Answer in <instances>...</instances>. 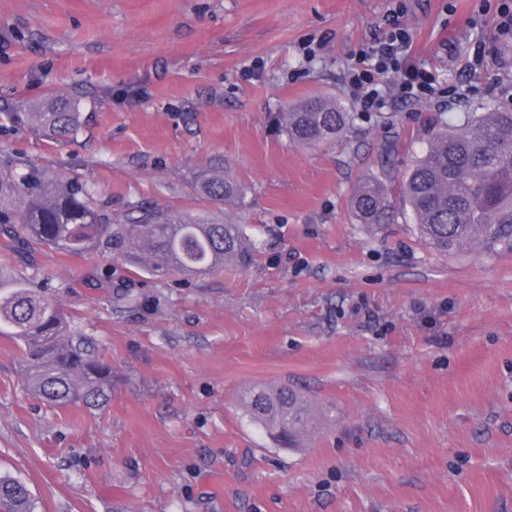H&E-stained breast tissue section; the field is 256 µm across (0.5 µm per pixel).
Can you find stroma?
<instances>
[{"label": "stroma", "instance_id": "stroma-1", "mask_svg": "<svg viewBox=\"0 0 512 512\" xmlns=\"http://www.w3.org/2000/svg\"><path fill=\"white\" fill-rule=\"evenodd\" d=\"M404 2L408 61L442 102L394 98L334 144L289 142L288 103L330 96ZM481 0H0V168L92 184L112 219L142 209L242 225L248 267L155 271L123 252L21 246L0 262L47 285L112 364L101 410L30 396L0 336V476L36 512H512V253L439 254L411 212L376 229L349 206L425 151L422 119L512 107V41ZM321 51L305 63L303 49ZM62 101L75 140L12 112ZM232 178L216 202L205 177ZM285 384L327 418L298 449L243 398Z\"/></svg>", "mask_w": 512, "mask_h": 512}]
</instances>
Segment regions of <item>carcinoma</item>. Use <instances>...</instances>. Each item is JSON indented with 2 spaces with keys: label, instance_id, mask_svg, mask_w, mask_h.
<instances>
[{
  "label": "carcinoma",
  "instance_id": "carcinoma-1",
  "mask_svg": "<svg viewBox=\"0 0 512 512\" xmlns=\"http://www.w3.org/2000/svg\"><path fill=\"white\" fill-rule=\"evenodd\" d=\"M43 135L56 140L78 134L80 113L51 107L17 112ZM345 106L322 97L294 103L278 116L288 139L320 146L341 138L355 121ZM427 148L402 180L421 240L448 254L476 247L493 255L512 252V110L489 104L464 112L457 122L442 115L423 118ZM390 171L360 182L349 200L357 221L376 228L395 220L388 187ZM202 191L222 201L238 193L234 180L207 178ZM46 246L70 255L106 249L150 260L155 269L206 273L224 263L247 266L252 249L239 224H200L146 210L127 224H110L90 188L77 179L50 178L40 168L19 163L0 171V249L14 243ZM0 336L13 338L24 363L23 384L54 407L80 403L100 408L112 397V365L84 334L71 329L58 302L24 274L0 265ZM244 409L279 446L294 447L314 433L320 417L286 385L256 387ZM25 482L0 477V512H35Z\"/></svg>",
  "mask_w": 512,
  "mask_h": 512
}]
</instances>
